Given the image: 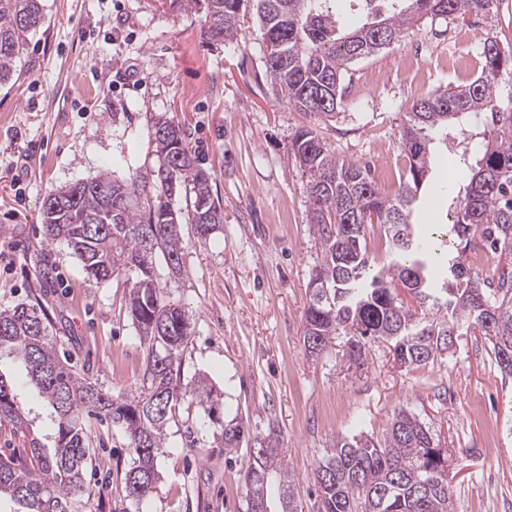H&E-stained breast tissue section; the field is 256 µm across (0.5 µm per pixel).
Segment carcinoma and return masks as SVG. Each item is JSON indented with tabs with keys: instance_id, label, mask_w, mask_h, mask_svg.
Masks as SVG:
<instances>
[{
	"instance_id": "carcinoma-1",
	"label": "carcinoma",
	"mask_w": 512,
	"mask_h": 512,
	"mask_svg": "<svg viewBox=\"0 0 512 512\" xmlns=\"http://www.w3.org/2000/svg\"><path fill=\"white\" fill-rule=\"evenodd\" d=\"M243 2L204 0V35L212 43L236 38ZM331 2L259 0L266 78L300 112L336 111L349 65L406 37L424 17L483 15L493 0H381L355 16ZM43 22L39 0H0V83L12 76L28 34ZM481 57L470 83L412 103L400 134L409 166L392 194L377 186L369 168L333 155L315 130L293 136L289 151L309 175V220L323 253L308 284L303 342L309 353L323 354L345 334L346 356L355 362L382 343L398 365L418 368L450 353L448 337L465 330L488 339L501 373L512 376V112L502 111L496 95L499 77L512 74V49L490 37ZM470 114L483 116L481 127L462 134L480 136L485 145L464 195L449 206L451 223L412 222L429 177L432 135L448 136V127ZM153 141L162 157L155 184L99 174L49 192L42 205L45 238L66 242L88 279L123 274L130 281L129 312L146 350L140 394L114 396L62 362L39 295L0 310V358L18 359L33 397L53 409L51 445L33 436L30 456L0 460V498L16 503L15 512H84L92 418L120 428L133 449L126 497L140 504L156 489L192 332L191 315L166 299L156 276L159 256L169 273L182 269L181 216L170 199L176 188L189 189L191 221L202 237L224 214L181 126L158 120ZM374 222L396 256L386 269H376L368 254L366 228ZM483 252L507 263L486 276L474 267ZM398 286L414 296L420 312L399 302ZM3 427L23 430L27 418L13 382L0 371ZM257 444L244 473L246 512H274V496L279 512H298V489L279 441L268 436ZM448 461L431 428L401 409L381 435L342 437L318 462L319 512H450Z\"/></svg>"
}]
</instances>
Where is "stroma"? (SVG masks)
I'll return each instance as SVG.
<instances>
[{
    "label": "stroma",
    "mask_w": 512,
    "mask_h": 512,
    "mask_svg": "<svg viewBox=\"0 0 512 512\" xmlns=\"http://www.w3.org/2000/svg\"><path fill=\"white\" fill-rule=\"evenodd\" d=\"M258 0H244L236 39L208 46L204 9L191 0H41L45 21L28 35L16 73L0 84V310L31 290L53 319L59 357L114 394L136 395L146 350L128 309L125 278L89 281L66 243L48 242L41 212L51 190L100 173L153 182L161 164L154 124L178 122L224 222L208 237L181 227L183 268L158 263L169 300L193 316L182 378L207 377L212 407L193 393L177 403L153 498L135 505L124 473V433L91 421L87 512H245L243 474L255 438L277 432L300 492L317 512L313 471L337 439L382 433L394 410L415 414L452 456V512H512V379L481 337L459 336L447 358L397 366L383 344L363 365L339 336L319 357L303 344L304 312L322 245L309 222L308 177L290 154L310 127L338 158L407 169L400 132L410 105L471 82L484 40L512 48V0H493L482 29L425 18L409 37L352 62L331 115L299 112L265 77ZM435 148L413 222L440 217L468 183L479 142ZM30 433L0 430V456L24 454L50 431L27 389ZM240 428L227 443L226 430Z\"/></svg>",
    "instance_id": "obj_1"
}]
</instances>
